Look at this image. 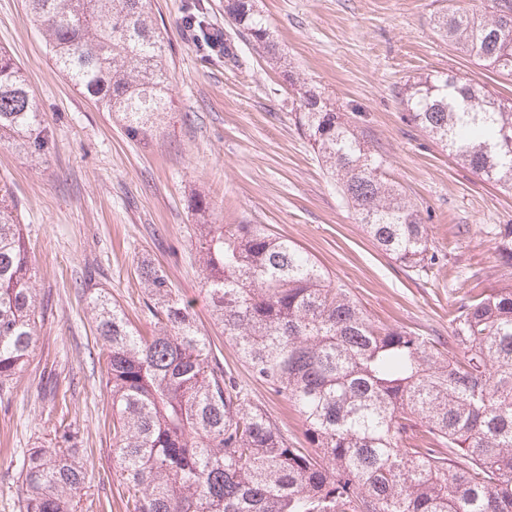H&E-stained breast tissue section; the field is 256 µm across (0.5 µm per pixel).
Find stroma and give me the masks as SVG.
<instances>
[{
  "label": "stroma",
  "mask_w": 512,
  "mask_h": 512,
  "mask_svg": "<svg viewBox=\"0 0 512 512\" xmlns=\"http://www.w3.org/2000/svg\"><path fill=\"white\" fill-rule=\"evenodd\" d=\"M195 0H151L165 35L172 96L166 135L126 136L59 71L26 0H0V49L21 67L43 114L50 152L31 162L0 146V184L22 214L44 320L33 353L0 392V512H23V460L71 429L86 467L78 512H125L112 460V395L99 363L91 295L101 289L142 331L138 261L148 258L191 301L202 334L254 405L306 445L302 417L251 374L215 325L196 262L194 195L218 205L221 224H266L350 288L372 317L422 336L448 338L449 308L469 288L512 279L497 251L512 225V193L457 164L405 118L401 91L423 73L453 72L512 98V76L456 53L432 32L441 0H258L283 55L271 67L202 0L210 30L237 53L200 49L185 19ZM299 74L383 154L388 178L421 212L440 262L400 265L363 231L294 123L288 73Z\"/></svg>",
  "instance_id": "1"
}]
</instances>
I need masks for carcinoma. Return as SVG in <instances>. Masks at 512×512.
Here are the masks:
<instances>
[{
    "instance_id": "carcinoma-1",
    "label": "carcinoma",
    "mask_w": 512,
    "mask_h": 512,
    "mask_svg": "<svg viewBox=\"0 0 512 512\" xmlns=\"http://www.w3.org/2000/svg\"><path fill=\"white\" fill-rule=\"evenodd\" d=\"M58 69L133 139L169 124L162 31L150 0H28ZM228 23L282 55L254 0H225ZM433 30L457 52L512 75V0L489 14L453 5ZM297 130L364 232L406 268L436 261L428 227L386 177L382 157L336 103L292 74ZM407 120L458 163L512 192V100L456 75L405 84ZM40 163L49 137L20 67L0 49V144ZM0 186V390L26 365L39 324L35 273L17 205ZM193 209L213 320L254 377L302 415L295 448L252 405L202 336L192 303L161 266H136L152 318L142 332L111 298L92 301L112 394V458L128 512H512V283L448 312V343L383 325L292 241L266 224H214ZM512 267V230L500 235ZM78 448H33L22 466L24 512H77Z\"/></svg>"
}]
</instances>
